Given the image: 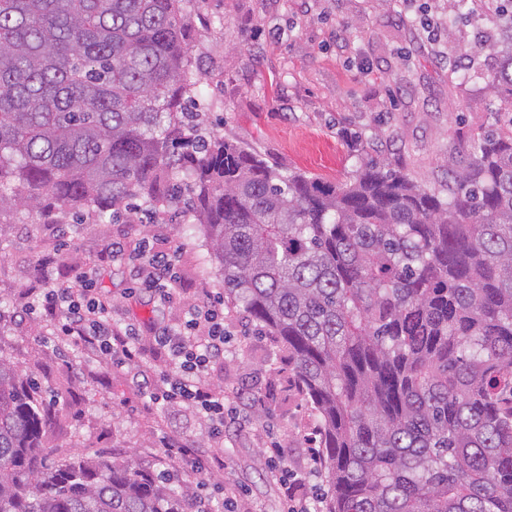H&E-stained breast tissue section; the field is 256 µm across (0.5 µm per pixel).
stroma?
Masks as SVG:
<instances>
[{"label":"stroma","instance_id":"1","mask_svg":"<svg viewBox=\"0 0 512 512\" xmlns=\"http://www.w3.org/2000/svg\"><path fill=\"white\" fill-rule=\"evenodd\" d=\"M445 0H186L188 44L199 77L198 103L208 127L275 160L336 182L355 170L362 144L435 191L450 155L499 119V100L484 82L448 79L454 38L481 42L484 21L449 27ZM427 13L438 39L419 23ZM128 248L148 239L155 250L179 249V296L223 292L201 230L176 223L43 224L24 209L0 212V355L36 379L56 404L45 427L52 460L103 456L149 472H168L176 492L190 489L223 502L226 512H321L328 489L319 455L315 412L295 383L294 366L274 337L246 313L224 310L223 366L207 380L224 397V452L204 477L168 457L163 439L184 435L208 453L205 425L186 408L150 406L124 372L57 345L50 322L15 319L41 286L39 259L62 252L54 283L72 285L93 268L112 317L177 324L179 307L151 293H131L126 266L113 263L112 239ZM279 454L285 481L268 472ZM293 497H286V490Z\"/></svg>","mask_w":512,"mask_h":512}]
</instances>
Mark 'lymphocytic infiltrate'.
<instances>
[{
  "label": "lymphocytic infiltrate",
  "mask_w": 512,
  "mask_h": 512,
  "mask_svg": "<svg viewBox=\"0 0 512 512\" xmlns=\"http://www.w3.org/2000/svg\"><path fill=\"white\" fill-rule=\"evenodd\" d=\"M113 261L130 266L133 283L152 292L163 304L174 303L172 285L178 279L174 253L155 251L142 242L128 252L125 242L110 245ZM76 288L45 282L36 300L26 305L24 315H40L53 323L58 335L89 358L122 369L131 386L155 406H185L202 419L216 448L224 446V400L211 388L208 372L224 363L227 343L224 331V300L204 290L183 307V317L174 326L152 328L149 338L140 329L112 317V307L95 283L93 270H85ZM152 344L166 357L165 370L155 373L145 361V344Z\"/></svg>",
  "instance_id": "1"
}]
</instances>
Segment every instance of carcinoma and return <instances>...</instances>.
I'll list each match as a JSON object with an SVG mask.
<instances>
[{
    "mask_svg": "<svg viewBox=\"0 0 512 512\" xmlns=\"http://www.w3.org/2000/svg\"><path fill=\"white\" fill-rule=\"evenodd\" d=\"M183 4L0 0V210L192 213L224 304L294 360L325 512H512V0L483 16L506 38L458 48L506 119L448 161L446 197L384 159L333 183L207 134ZM55 403L0 355V512H183L164 474L50 461Z\"/></svg>",
    "mask_w": 512,
    "mask_h": 512,
    "instance_id": "1",
    "label": "carcinoma"
}]
</instances>
